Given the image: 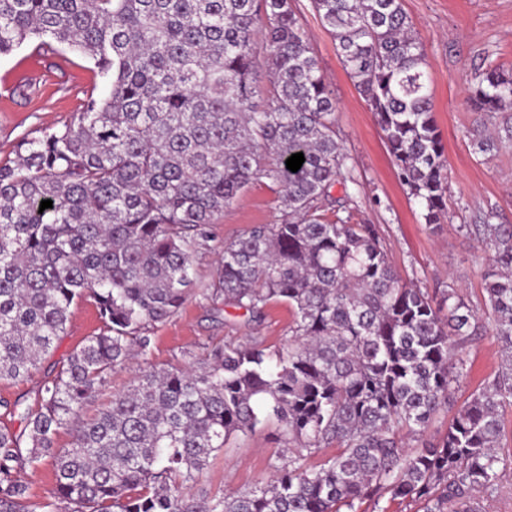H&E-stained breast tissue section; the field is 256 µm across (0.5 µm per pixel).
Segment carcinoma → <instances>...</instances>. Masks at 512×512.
<instances>
[{"label":"carcinoma","mask_w":512,"mask_h":512,"mask_svg":"<svg viewBox=\"0 0 512 512\" xmlns=\"http://www.w3.org/2000/svg\"><path fill=\"white\" fill-rule=\"evenodd\" d=\"M359 94L374 112L400 183L428 225L446 212L447 160L432 112L422 45L402 0H313ZM265 32L258 61L254 31ZM36 38L94 62L109 85L62 128L25 136L0 161V382L32 374L90 299L101 327L45 381L40 405L4 415L0 512H357L418 502L422 512H481L476 497L504 477L502 412L512 406V224L463 226L488 250L485 309L505 358L448 424L411 450L464 376L462 346L482 334L456 289L405 283L379 228L321 213L349 175L336 102L294 0H0V56ZM274 96L255 100L259 73ZM469 99L479 125L504 112L505 136L477 131L481 153L512 143V75L488 67ZM303 153L292 172L286 160ZM277 187L276 224L224 245L201 294L255 319L292 312L282 346L226 342L198 366L142 370L93 417L86 403L133 355L144 330L196 291L206 226L257 179ZM43 200L52 207L39 211ZM275 422L288 456L248 491L196 498L213 453ZM73 428L71 448H54ZM28 448L20 447L22 438ZM336 454L306 460L323 448ZM54 469L56 491L33 499L25 467Z\"/></svg>","instance_id":"carcinoma-1"}]
</instances>
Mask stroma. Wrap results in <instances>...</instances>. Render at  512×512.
<instances>
[{
    "mask_svg": "<svg viewBox=\"0 0 512 512\" xmlns=\"http://www.w3.org/2000/svg\"><path fill=\"white\" fill-rule=\"evenodd\" d=\"M402 5L424 47L433 113L447 158V214L437 228L425 223L421 206L396 176L376 118L344 68L333 37L311 0H295L296 13L336 101V126L350 157L351 181L331 189L329 200L323 203L324 214L332 216L336 199L346 198L354 223L379 225L388 259L403 279L430 292L460 289L479 308L484 301L486 253L464 227L478 222L491 208L498 212V223L512 224V145L487 155L476 152L472 130L477 114L468 89L488 66L512 73V0H402ZM106 93L93 61L68 48L41 56L29 41L1 56L0 160L14 158L23 136L61 126L89 97L101 98ZM279 216L277 195L268 180L261 179L208 226L195 256L200 291L175 317L149 327L150 364L183 367L190 358L202 357L206 347L225 342L246 343L256 337L269 345L286 342L292 321L286 304L269 305L261 319L251 322L241 312L225 309L223 301L202 294L218 278L225 244L252 225L277 223ZM100 326L91 300L73 305L67 333L54 353L32 376L0 382V398L18 402L23 410L36 408L44 380ZM462 356L467 372L447 407L425 432V439L442 437L463 401L501 365V347L489 334L469 343ZM282 448L272 425L238 436L211 458L192 495L244 491L271 481Z\"/></svg>",
    "mask_w": 512,
    "mask_h": 512,
    "instance_id": "obj_1",
    "label": "stroma"
}]
</instances>
